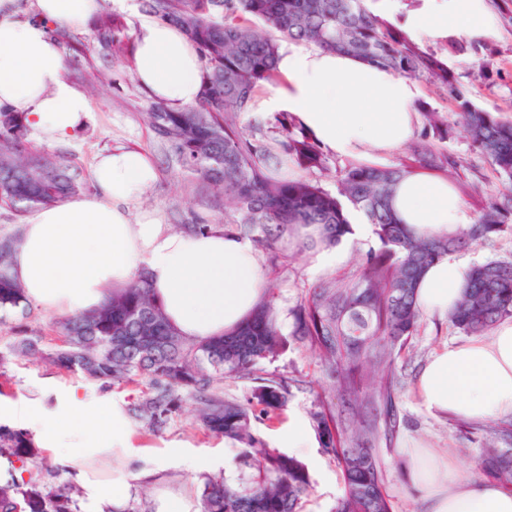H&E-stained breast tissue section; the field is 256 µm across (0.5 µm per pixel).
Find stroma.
Listing matches in <instances>:
<instances>
[{
    "label": "stroma",
    "mask_w": 512,
    "mask_h": 512,
    "mask_svg": "<svg viewBox=\"0 0 512 512\" xmlns=\"http://www.w3.org/2000/svg\"><path fill=\"white\" fill-rule=\"evenodd\" d=\"M500 20V34L492 40L475 39L473 50L457 52V39L434 42L433 50L445 60L450 72L458 78V98L485 109H500L502 118L512 121V10H505L503 0H489ZM109 86L91 93L93 119L82 130L62 144L52 146V153L64 163L76 166L84 181L92 179V165L96 155L104 149L126 147L141 150L154 161L158 179L131 206L132 212H154L161 223L192 224L224 221V206L205 192L193 191L186 174L168 163L157 148L152 132L143 123L141 114L152 103V96L133 77L125 60L116 59L106 65ZM455 101L445 99L429 84H422L418 103L427 111L439 112L448 125V137L438 143L439 148L457 156L460 166L448 179L462 199L469 217H476L485 200L497 196L505 187L504 179L480 154L472 150L468 140L455 125ZM374 236L362 239L344 238L336 246V260L322 268H315L310 260L296 261L292 266L274 270L268 268L267 277L276 285V303L283 331H290L289 315L302 291L317 286L326 276L344 273L355 268L369 249L375 248ZM61 328L59 317L37 308L27 315L9 317L0 323V350L18 342L24 336L41 337L43 343H58ZM466 334L449 322L422 316L417 334L397 363L403 388L398 396V408L403 419L399 432L392 441L375 443L383 459L387 492L394 512H424L421 501L411 486L409 468L403 449L422 444L448 453L467 474H475L478 457L484 443L482 433H469L466 421L443 419L430 414L415 398L413 390L421 368L437 350L451 343H462ZM267 371L288 377L321 381L323 374L317 360L307 347H287L274 361L267 363ZM59 377L67 383L83 384L87 392H97V385L86 381L82 374L60 372L43 362L13 359L0 367V397L18 400L29 396L36 384L49 377ZM194 402L186 400L182 413L173 417L160 432H149L141 423H134L137 442L149 448L153 457H160L168 449L179 448L184 453L208 460L209 472L224 468L225 458L232 452L224 440L212 436L195 420ZM313 394L310 390H292L285 405L270 421L259 426V433L267 445L279 447L280 433L288 422L298 419L310 422ZM312 488L302 502V512H333L337 499L344 490L342 472L334 458L325 453L318 440H311L309 452L302 454Z\"/></svg>",
    "instance_id": "35a3bbf8"
}]
</instances>
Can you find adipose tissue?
<instances>
[{
    "label": "adipose tissue",
    "mask_w": 512,
    "mask_h": 512,
    "mask_svg": "<svg viewBox=\"0 0 512 512\" xmlns=\"http://www.w3.org/2000/svg\"><path fill=\"white\" fill-rule=\"evenodd\" d=\"M99 0H0V110L19 113L47 144L69 140L92 119L86 93L65 75L66 59L50 29H84ZM413 37H495L499 20L488 0H425L409 15ZM281 81L251 110L293 114L326 152L360 156L409 143L417 130L419 84L347 54L288 45L280 52ZM134 77L175 110L194 106L202 91L200 55L170 23L143 19L134 28ZM150 157L137 150L99 155L93 189L28 215L9 264L30 304L79 316L145 276L168 324L199 342L230 331L259 301L265 275L253 244L211 225L192 234L171 230L151 213L131 217L128 205L156 180ZM400 223L422 236H452L467 222L465 206L447 180L424 173L404 177L391 199ZM466 267L447 256L417 285L421 312L447 316ZM416 394L438 417L472 423L512 418V319L491 340L479 337L435 353L417 376ZM0 421L31 433L77 482L80 512H125L135 489L129 460L144 455L122 400L94 396L82 385L41 384L28 397L0 399ZM412 483L427 512H512V488L474 482L435 448H408ZM144 479L163 491L152 512H201L186 490H168L160 469Z\"/></svg>",
    "instance_id": "adipose-tissue-1"
}]
</instances>
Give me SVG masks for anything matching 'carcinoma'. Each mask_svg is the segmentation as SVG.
<instances>
[{
    "mask_svg": "<svg viewBox=\"0 0 512 512\" xmlns=\"http://www.w3.org/2000/svg\"><path fill=\"white\" fill-rule=\"evenodd\" d=\"M101 2L94 23L95 54L106 63L132 60L124 18L112 12L108 0ZM365 2L141 0L147 15L183 30L198 49L203 70L201 97L194 107L174 111L157 101L141 119L198 185L230 204L224 231L250 239L273 263L286 267L298 257L335 247L351 234L348 205L372 226L378 248L369 250L352 273L307 289L290 310L289 336L282 333L276 297L268 290L237 328L188 343L168 325L141 276L100 309L64 319L61 344L46 349L41 339L31 338L0 351V365L20 355L46 359L109 388L136 378L146 382L148 391L128 412L152 432L162 430L181 410L184 396H191L200 424L235 447L240 462H254L249 473L205 476L202 512H300L311 489L304 465L268 447L256 433V424L270 419L284 405L290 387L301 383L259 368L288 343L310 346L325 373L311 418L321 448L336 459L344 476L334 512H393L373 441L379 434L392 440L401 424L396 363L418 331V281L435 260L512 234V121L488 109L461 102L457 124L470 146L509 185L472 224L449 238L419 237L398 224L390 202L398 182L410 173L407 168L350 163L340 170L333 193L303 176L272 175L290 163L331 170L322 148L296 128L288 113L273 116L272 137L265 142L240 125L255 91L277 80L285 44L344 52L453 95L456 77L438 53L411 42ZM52 33L60 46L79 56V41L69 29L56 26ZM423 116L426 129L444 139L448 129L439 113ZM410 154L423 167L447 171L459 164L454 155L436 151L426 136L410 146ZM85 189L74 169L30 145L20 115L0 112L1 204L25 216ZM18 242L17 232L0 236V314L29 307L23 289L8 274ZM503 319H512V261L472 266L448 321L463 333L478 335ZM376 346L373 380L366 385L351 368L364 363ZM217 376L256 383L253 398H224L214 387ZM485 433L477 468L511 487L512 420L496 422ZM0 447L16 449L23 463L28 434L1 425ZM75 493L71 485L50 491L31 512H73Z\"/></svg>",
    "mask_w": 512,
    "mask_h": 512,
    "instance_id": "cac0c4a2",
    "label": "carcinoma"
}]
</instances>
